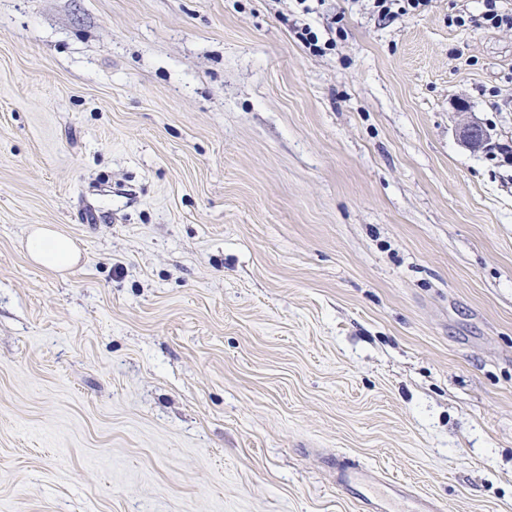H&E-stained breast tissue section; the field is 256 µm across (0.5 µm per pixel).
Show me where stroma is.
<instances>
[{
  "mask_svg": "<svg viewBox=\"0 0 512 512\" xmlns=\"http://www.w3.org/2000/svg\"><path fill=\"white\" fill-rule=\"evenodd\" d=\"M480 13L0 0V512H358L340 457L512 512V163L457 136L512 144ZM37 224L77 263L34 265ZM458 136L462 144L472 151L483 148L486 137L480 123L473 117H466L458 127Z\"/></svg>",
  "mask_w": 512,
  "mask_h": 512,
  "instance_id": "35a3bbf8",
  "label": "stroma"
}]
</instances>
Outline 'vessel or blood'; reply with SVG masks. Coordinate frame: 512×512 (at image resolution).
<instances>
[{
  "label": "vessel or blood",
  "instance_id": "1",
  "mask_svg": "<svg viewBox=\"0 0 512 512\" xmlns=\"http://www.w3.org/2000/svg\"><path fill=\"white\" fill-rule=\"evenodd\" d=\"M336 487L356 499L363 512H443L429 496L407 493L400 483L350 462L337 463Z\"/></svg>",
  "mask_w": 512,
  "mask_h": 512
}]
</instances>
